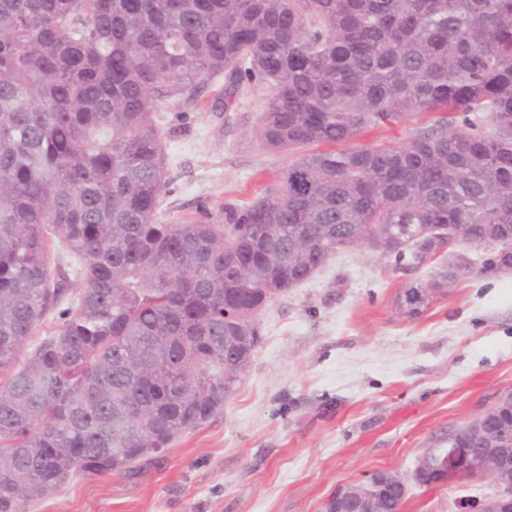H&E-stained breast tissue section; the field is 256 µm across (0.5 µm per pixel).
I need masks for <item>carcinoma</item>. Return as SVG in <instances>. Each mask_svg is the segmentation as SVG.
I'll use <instances>...</instances> for the list:
<instances>
[{"mask_svg":"<svg viewBox=\"0 0 512 512\" xmlns=\"http://www.w3.org/2000/svg\"><path fill=\"white\" fill-rule=\"evenodd\" d=\"M219 76L226 109L267 90L256 136L293 157L251 202L171 224L156 112ZM427 112L401 145L357 143ZM315 143L348 148L299 153ZM453 224L485 240V271L512 258V0H0V512L77 474L136 476L224 407V355L254 351L274 296L360 243L451 263ZM447 290L445 265L396 302L412 318ZM490 424L497 442L454 447L512 448V415ZM66 305H63L60 308H56L54 310H50L43 320L39 323L37 330L34 335L31 336L30 342L28 343L27 348L22 352L18 361L14 367L17 369L23 365L25 359L28 358L29 351L32 347H34L37 343H39L44 337L52 336L56 331L58 326L62 323L63 319H61L58 315L59 311L65 308Z\"/></svg>","mask_w":512,"mask_h":512,"instance_id":"obj_1","label":"carcinoma"}]
</instances>
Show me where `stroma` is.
I'll use <instances>...</instances> for the list:
<instances>
[{"label":"stroma","instance_id":"obj_1","mask_svg":"<svg viewBox=\"0 0 512 512\" xmlns=\"http://www.w3.org/2000/svg\"><path fill=\"white\" fill-rule=\"evenodd\" d=\"M162 108L169 221L204 201H251L275 186L289 156L254 131L266 91L213 111ZM419 316L396 297L440 268L366 249L336 255L257 314L261 342L221 411L175 439L139 475H77L21 512H320L337 489L378 470L411 473L441 438L512 393V272L482 269ZM486 484L410 485L401 512H458Z\"/></svg>","mask_w":512,"mask_h":512}]
</instances>
